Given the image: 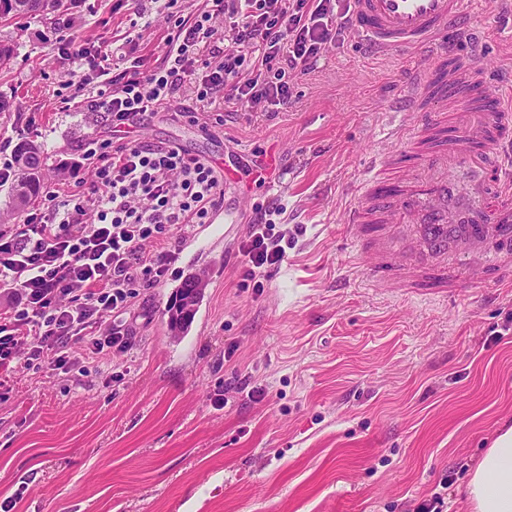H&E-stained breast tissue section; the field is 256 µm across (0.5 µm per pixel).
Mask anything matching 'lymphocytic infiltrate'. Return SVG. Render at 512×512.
Instances as JSON below:
<instances>
[{
    "label": "lymphocytic infiltrate",
    "instance_id": "lymphocytic-infiltrate-1",
    "mask_svg": "<svg viewBox=\"0 0 512 512\" xmlns=\"http://www.w3.org/2000/svg\"><path fill=\"white\" fill-rule=\"evenodd\" d=\"M352 10L353 0H212L211 9L178 21L156 68L141 70L133 58L111 91L88 102L87 111L110 115L112 139L86 147L90 164L70 174V194L49 190L43 212L0 229V288L15 293L0 312V367L20 358L30 369L68 373L131 350L117 318L139 289L164 281L183 236L224 202L215 162L176 142L140 141L133 118L164 111L184 88L195 101L241 112L262 103L287 109L292 80L343 39ZM221 17L222 47L214 38ZM53 41L71 63L67 85L83 79L92 57L109 58L107 45L92 51L68 33ZM284 211L271 201L250 224L240 249L247 280L259 281L293 248L274 221Z\"/></svg>",
    "mask_w": 512,
    "mask_h": 512
}]
</instances>
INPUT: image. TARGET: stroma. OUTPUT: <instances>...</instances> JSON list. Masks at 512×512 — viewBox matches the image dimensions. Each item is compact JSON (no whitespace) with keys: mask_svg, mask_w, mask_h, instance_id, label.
Returning a JSON list of instances; mask_svg holds the SVG:
<instances>
[{"mask_svg":"<svg viewBox=\"0 0 512 512\" xmlns=\"http://www.w3.org/2000/svg\"><path fill=\"white\" fill-rule=\"evenodd\" d=\"M135 24L122 0H78L16 38L0 94V159L19 138L51 156L45 187L84 164L89 140H108L107 113L65 110L97 99L96 76L63 86L58 31L81 42L131 45L161 63L173 24ZM482 63L512 81V18L500 4L464 18ZM420 50L382 54L346 38L292 85L288 109L203 108L176 95L170 111L136 116L142 141H178L224 164L261 163L274 177H241L225 210L239 221L204 245L182 247L159 285L119 322L133 341L86 374L1 369L0 507L11 512H417L443 492L444 512H469L471 463L512 426V283L473 277L458 296L364 280V254L342 217L383 115L394 108ZM204 112L194 122L192 113ZM280 199L287 259L262 288L242 287L240 245L258 207ZM204 273L195 319L172 335L166 309L181 282ZM224 391L215 408L216 389Z\"/></svg>","mask_w":512,"mask_h":512,"instance_id":"obj_1","label":"stroma"}]
</instances>
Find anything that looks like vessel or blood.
Instances as JSON below:
<instances>
[{
    "label": "vessel or blood",
    "mask_w": 512,
    "mask_h": 512,
    "mask_svg": "<svg viewBox=\"0 0 512 512\" xmlns=\"http://www.w3.org/2000/svg\"><path fill=\"white\" fill-rule=\"evenodd\" d=\"M483 0H355L351 29L379 52L421 48ZM451 96L460 112L442 118L433 100ZM414 124H398L392 136L420 147L416 164H400L392 152L374 153L364 168L367 187L345 219L351 246L365 245L368 277L400 287L452 292L465 277L449 270V252L487 254L484 277L500 282L512 258V84L491 81L477 56L435 54L415 70L405 94ZM455 131L447 147L425 148L431 131ZM506 158L484 160L490 145Z\"/></svg>",
    "instance_id": "b4317fda"
}]
</instances>
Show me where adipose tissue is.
I'll return each instance as SVG.
<instances>
[{
    "label": "adipose tissue",
    "mask_w": 512,
    "mask_h": 512,
    "mask_svg": "<svg viewBox=\"0 0 512 512\" xmlns=\"http://www.w3.org/2000/svg\"><path fill=\"white\" fill-rule=\"evenodd\" d=\"M467 494L473 512H512V427L473 466Z\"/></svg>",
    "instance_id": "adipose-tissue-1"
}]
</instances>
